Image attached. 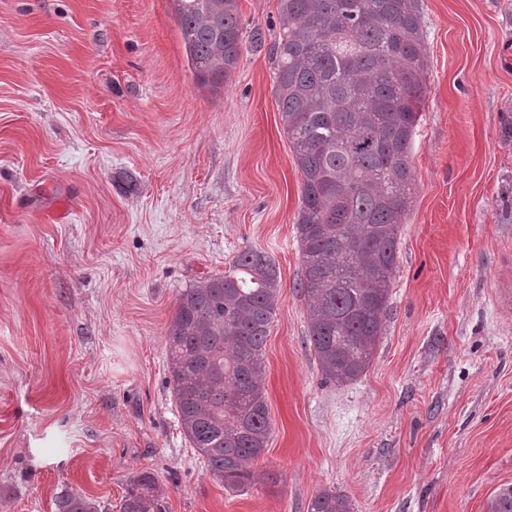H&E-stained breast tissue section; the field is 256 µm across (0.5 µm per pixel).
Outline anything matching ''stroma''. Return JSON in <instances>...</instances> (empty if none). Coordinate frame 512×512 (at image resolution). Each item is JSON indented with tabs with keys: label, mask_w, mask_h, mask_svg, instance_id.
Segmentation results:
<instances>
[{
	"label": "stroma",
	"mask_w": 512,
	"mask_h": 512,
	"mask_svg": "<svg viewBox=\"0 0 512 512\" xmlns=\"http://www.w3.org/2000/svg\"><path fill=\"white\" fill-rule=\"evenodd\" d=\"M279 0H239L220 96L170 0H0V512L72 488L117 512L148 470L166 512H486L512 486V0H420L428 66L390 312L356 381L309 348L301 175L274 97ZM265 252L269 444L255 484L210 474L178 422L177 299ZM307 512H354V504L345 494L322 490L312 497Z\"/></svg>",
	"instance_id": "obj_1"
}]
</instances>
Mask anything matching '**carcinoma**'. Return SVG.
Listing matches in <instances>:
<instances>
[{"label": "carcinoma", "mask_w": 512, "mask_h": 512, "mask_svg": "<svg viewBox=\"0 0 512 512\" xmlns=\"http://www.w3.org/2000/svg\"><path fill=\"white\" fill-rule=\"evenodd\" d=\"M198 83L213 95L236 67L243 41L237 0H171ZM271 47L274 94L302 176L296 237L308 335L326 380L368 370L389 310L400 226L410 207L412 149L427 68L419 0H279ZM275 261L240 252L177 300L166 336L168 382L183 434L227 490L252 485L249 464L270 431L264 348L279 301ZM150 471L132 476L120 512H165ZM55 512H98L78 491ZM307 512H354L334 490ZM487 512H512V487Z\"/></svg>", "instance_id": "carcinoma-1"}]
</instances>
